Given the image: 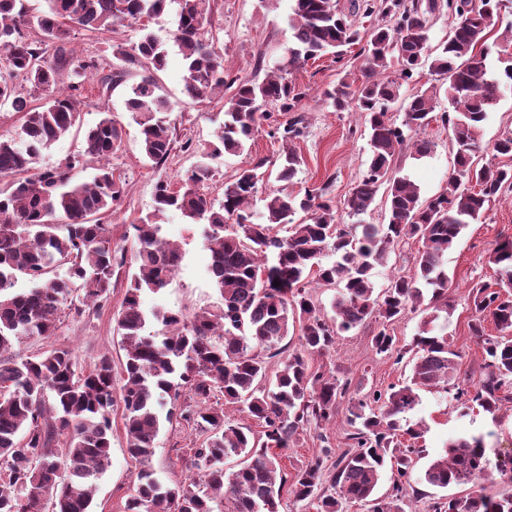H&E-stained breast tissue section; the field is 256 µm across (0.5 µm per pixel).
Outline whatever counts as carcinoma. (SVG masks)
<instances>
[{
    "label": "carcinoma",
    "mask_w": 512,
    "mask_h": 512,
    "mask_svg": "<svg viewBox=\"0 0 512 512\" xmlns=\"http://www.w3.org/2000/svg\"><path fill=\"white\" fill-rule=\"evenodd\" d=\"M45 9L29 14L26 0H0V110L21 114L13 135L0 134V354L23 338L55 335L65 310L80 313L108 299L116 250L108 225L99 215L121 200L123 183L110 166L122 141V128L104 114L85 135V154L96 158L98 173L90 182H73L80 160L41 168V151L69 134L79 118L76 95L100 70L94 56L68 48L73 29L99 35L125 21L137 23L176 5L175 41L186 65L183 94L190 100L213 97L228 83L224 58L204 37L208 0H44ZM447 6L454 24L436 48L429 46L430 17ZM512 0H294L293 45L277 71L260 83L241 82L213 132L214 141L177 187L159 182L154 210L132 225L134 269L116 319L125 350L120 400L124 407L127 452L139 462L138 483L125 512H280L283 489L298 501H316V512H340L341 500L363 503L369 512H406L413 488V456L421 450L400 437H419L404 414L419 402L422 390L455 389L461 407L475 403L488 413L512 403V239L496 242L487 262L496 267L499 289L478 284L470 292L472 335L485 359L473 383L452 382L458 353L444 334L452 307L445 256L468 225L479 221L490 205L512 193V165L490 166L479 160L482 124L499 101L501 78L512 81V65L503 76L487 66L488 34L501 23ZM380 13L386 23L371 31L363 47L364 80L351 90L348 79L324 93L336 111L355 105L369 131L370 162L343 199L344 211L359 217L373 210L387 185L386 223L364 224L361 235L341 227L328 186L304 195L280 193L265 203L266 220L250 221L248 212L266 160L241 168L224 183L222 201L214 203L205 188L212 180L210 161L244 151L246 142L266 121L270 134L290 145L302 137L305 118L272 122L262 110L271 102L290 112L303 92L289 75L302 63L327 53L341 61L340 48L360 40L353 18ZM36 32L32 38L26 29ZM53 48L52 56L45 54ZM113 72L100 78L109 89L120 82L123 67L146 71L126 94L125 105L139 127L143 155L155 164L172 149L168 101L158 94L154 73L167 65L163 43L144 34L130 45H111ZM399 79L384 76L392 62ZM427 69L434 84L400 100L402 83ZM69 81L68 94L61 90ZM26 83L38 93L33 105L17 89ZM445 94L450 111L435 116ZM402 101L398 127L388 117L392 103ZM439 118L451 131L453 170L447 187L423 199L406 177L394 175L396 154L409 148L420 159L433 144L412 140L416 132ZM301 156L288 148L279 158L277 178L292 181ZM175 210L191 224L208 225L204 248L208 273L221 302L186 320L177 313L156 314L158 334L144 332L148 318L140 295L170 284L182 255L161 235V217ZM304 218L295 222L297 213ZM288 226L279 237L273 229ZM418 244L415 273L395 276L380 293L372 278L376 266L404 240ZM335 259L324 263L326 252ZM68 266L65 275L56 269ZM316 274L337 288L335 316H320L302 282ZM33 283L15 290L19 279ZM431 290L427 314L414 345L409 381L372 390L351 401V450L334 468H325L328 449L291 477L277 476L281 456L272 452L295 447L312 423L330 420L347 385L313 368L311 358L336 342V336L381 320L372 337L376 353H390L395 337L386 324L399 320L413 302ZM491 319L498 335L485 332ZM300 326L299 348L283 368L268 372L258 350L269 351ZM224 401L210 402L214 393ZM200 402L191 405L180 399ZM115 402L112 357L103 354L94 369L78 374L70 350L54 348L21 361L0 359V512H90L92 492L111 465ZM233 406L258 422L261 433L232 423L224 408ZM181 419L205 435L198 448H186L198 477L168 485L150 466L161 422ZM240 462L226 467V460ZM396 472L388 493L376 489L385 466ZM484 439L472 436L448 442L417 481L446 489L493 478ZM431 512H512V495L489 496L476 490L465 498L433 497Z\"/></svg>",
    "instance_id": "obj_1"
}]
</instances>
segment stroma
Segmentation results:
<instances>
[{
	"mask_svg": "<svg viewBox=\"0 0 512 512\" xmlns=\"http://www.w3.org/2000/svg\"><path fill=\"white\" fill-rule=\"evenodd\" d=\"M292 4L293 0H210L205 36L223 55L231 76L259 82L277 70L292 41ZM150 28L166 42L169 52L166 67L156 74L159 92L171 107L169 120L175 145L168 160L156 165L143 157L138 127L125 109L127 87L143 76L137 66L130 67L122 81L107 92H100L99 82L86 84L79 126L43 150L39 159L41 167L52 168L82 154L87 128L99 120L102 112L111 113L124 130L122 144L111 160L114 173L123 181L124 193L115 210L102 215L101 221L110 226L112 242L118 246L125 245L133 224L152 211L156 184L161 181L178 183L199 160L201 151L209 149L212 131L222 120L224 106L234 94L233 89L228 88L210 100L186 98L182 93L184 61L174 41L175 12H167L152 21ZM139 36L135 25L120 26L112 34L98 36L79 30L72 36L70 46L77 53L97 56L106 62L110 59L108 45L111 41L134 42ZM362 63L361 47L354 44L347 46L342 62H335L333 56L326 55L307 61L294 71L293 79L304 94L298 109L306 117L304 135L295 143L302 164L293 181L285 183L271 176L259 183L251 205L254 216H261L266 198L279 191L295 194L324 186L330 197L339 202L359 180L370 154L364 122L355 110L338 112L328 106L323 92L345 75L361 80ZM417 136L433 143L432 154L416 160L408 153H400L394 167L410 178L422 197L429 198L445 188L452 170L450 136L447 128L437 121L418 131ZM281 152L280 140L270 136L267 125H260L242 154L226 155L214 161V177L208 189L211 198L221 199L225 182L239 168L259 159L276 164ZM163 235L179 247L183 259L165 290L142 296V307L150 316L147 328L151 331L159 327L152 319L153 313L179 312L190 318L202 310L214 308L220 301L207 273L208 253L203 248L201 225L185 223L178 213L171 212L163 219ZM505 236L512 237V200L507 199L490 206L480 222L468 225L447 254L448 276L452 281L448 300L454 307L448 334L459 353L456 375L465 383L477 379L484 360L482 349L469 329L473 318L470 289L476 283L494 284L495 270L487 265L486 255ZM132 268L131 255H124L114 266L112 289L101 307L87 308L79 315L67 314L55 336L16 342L8 350V357L23 359L52 348H67L72 352L77 371L83 373L89 372L104 354L111 355L114 364H121L124 350L115 329V318ZM422 317L421 309H411L390 327L397 348L404 351L403 358L375 352L371 343L379 326L375 320L340 334L330 353L313 357V367L335 375L348 383L349 389L346 397L338 400L334 418L317 426L309 425L298 447L289 449L283 462L286 473H293L296 466L318 454L322 444H329L336 457L347 450L352 431L346 420L350 399L372 389L383 390L402 383L409 376L412 356L406 347L416 336ZM111 414V465L97 482L92 512H125L140 470L138 462L126 452L122 403H115ZM407 418L422 428L416 441L421 450L415 463L419 471L442 454L453 437L484 435L489 458L493 461L512 452V409L506 407L494 415L478 407L464 411L458 408L451 394L432 390L421 392L419 404ZM201 440V435L190 427L163 424L151 460L153 469L166 482L185 481L191 470L178 457L177 451L197 447Z\"/></svg>",
	"mask_w": 512,
	"mask_h": 512,
	"instance_id": "1",
	"label": "stroma"
}]
</instances>
